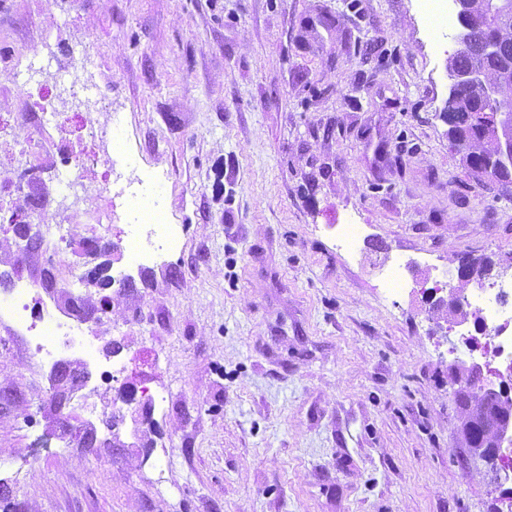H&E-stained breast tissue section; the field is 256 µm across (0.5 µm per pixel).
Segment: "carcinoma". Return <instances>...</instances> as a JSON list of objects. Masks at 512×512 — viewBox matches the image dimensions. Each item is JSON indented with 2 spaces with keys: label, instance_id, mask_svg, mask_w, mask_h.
<instances>
[{
  "label": "carcinoma",
  "instance_id": "1",
  "mask_svg": "<svg viewBox=\"0 0 512 512\" xmlns=\"http://www.w3.org/2000/svg\"><path fill=\"white\" fill-rule=\"evenodd\" d=\"M466 38L448 59V70L459 75L473 72L480 79L454 83L441 117L448 125V139L465 143L461 161L474 174L487 176V167L499 151L500 137L489 125L480 123L486 108L485 90H493L503 108L512 113V0H473ZM457 402L464 411L458 430L462 445L473 456L481 448L493 447L496 433L486 422L497 409L512 412V400L484 395L476 398L468 391H457Z\"/></svg>",
  "mask_w": 512,
  "mask_h": 512
}]
</instances>
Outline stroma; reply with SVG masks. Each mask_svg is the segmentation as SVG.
<instances>
[{
    "label": "stroma",
    "mask_w": 512,
    "mask_h": 512,
    "mask_svg": "<svg viewBox=\"0 0 512 512\" xmlns=\"http://www.w3.org/2000/svg\"><path fill=\"white\" fill-rule=\"evenodd\" d=\"M427 44L418 0H0V116L69 98L70 50L120 119L82 202L52 149L61 133L0 130V176L29 177L73 249L27 251L0 206V273L57 280L121 270L133 216L107 171L160 181L182 249L157 252L86 334L125 371L57 409L21 342L0 330V480L15 512H498L512 479L461 448L450 351L461 330L437 283L458 256L512 279V195L465 167L441 120L458 45ZM40 139L14 156L15 142ZM112 216L101 233L96 216ZM363 225L357 254L334 225ZM103 237L87 256L79 245ZM410 258L386 297L376 264ZM148 381L162 409L121 404ZM121 407L114 431L103 429ZM98 428L82 447L60 424ZM99 476H92L94 465Z\"/></svg>",
    "instance_id": "obj_1"
}]
</instances>
